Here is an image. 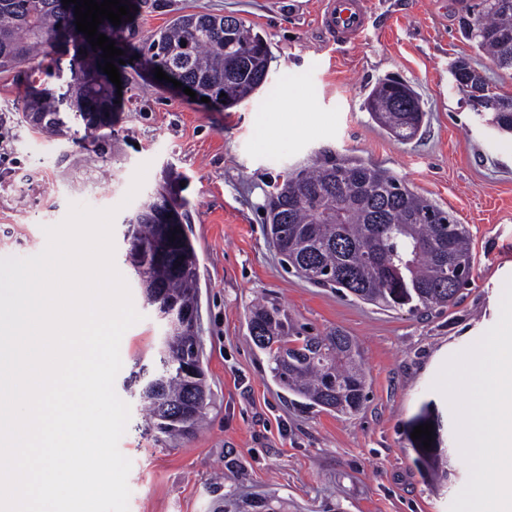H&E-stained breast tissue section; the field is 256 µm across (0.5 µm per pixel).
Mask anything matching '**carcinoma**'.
<instances>
[{"label": "carcinoma", "instance_id": "1", "mask_svg": "<svg viewBox=\"0 0 512 512\" xmlns=\"http://www.w3.org/2000/svg\"><path fill=\"white\" fill-rule=\"evenodd\" d=\"M467 10L475 14L476 22L464 37L511 76L512 0H479ZM132 25L126 17L118 26L106 20L98 33L215 103L238 105L268 79L269 45L238 18L181 15L137 46L124 42ZM75 40L61 0H0V70L53 54L55 75L61 81L56 89L31 85L22 117L39 116L35 129L54 137L84 131L80 137L84 148L106 161L118 117L117 88L98 68L104 64L103 50L77 46ZM71 44L76 54L65 66L63 56ZM457 64L460 86L484 91L492 102L480 119L512 133V96L492 89L468 62ZM408 101L422 109L409 85L387 79L372 88L367 110L391 136L407 141L423 122L421 116L407 121L402 106ZM106 103L109 111L100 124L87 120L88 113L101 111ZM153 207L144 206L128 223L132 238L148 242L155 237ZM265 223L279 252L300 276L390 309L406 307L424 314L454 302L463 285L453 281L450 265L458 260L472 264L468 231L452 212L419 196L390 172L350 159L329 158L283 177L269 197ZM197 271V255L188 237L168 263L157 264L144 253L134 267L137 277L162 286L165 299L180 303L197 301ZM248 330L256 347L267 353L273 380L300 398L301 404L349 415L361 408L366 385L361 354L346 332L309 335L285 309L271 302L250 310ZM195 343V335L169 329L157 365L152 369L143 365L131 377L141 388L147 384L160 388L157 397L147 396L141 402L151 429L168 438L190 435L205 415L204 404L185 421L169 419L164 410L167 403L206 397L205 375L190 382L182 372V355L191 352ZM411 445L422 471L439 484L448 479L447 455L438 441L429 450L421 439Z\"/></svg>", "mask_w": 512, "mask_h": 512}]
</instances>
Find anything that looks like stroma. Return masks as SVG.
<instances>
[{"label":"stroma","mask_w":512,"mask_h":512,"mask_svg":"<svg viewBox=\"0 0 512 512\" xmlns=\"http://www.w3.org/2000/svg\"><path fill=\"white\" fill-rule=\"evenodd\" d=\"M476 0H372L374 22L356 45L337 46L319 21L321 0H139L129 40L140 43L191 12L234 14L269 44L266 84L230 108L204 104L137 64L120 71L121 114L110 164L21 121L30 77L51 83L50 62L0 71V258L40 253L44 227L71 204L113 208L114 263L139 322L124 333L118 397L131 416L119 441L131 463L129 512H449L469 471L454 418L432 384L444 362L500 316L512 277V135L479 122L448 68L458 58L512 95L505 75L460 30ZM396 76L420 95L418 136L396 140L365 108L374 84ZM356 157L403 179L452 212L469 232L473 276L455 303L429 315L385 310L318 288L287 269L267 235L265 206L279 175L324 156ZM144 183L125 195L140 165ZM187 203L199 268V337L209 385L207 423L172 440L145 431L126 382L154 364L167 327L126 262L124 220L159 187ZM280 305L312 334L340 328L360 344L367 400L354 415L307 408L276 385L253 343L254 304ZM438 413L448 482L434 485L410 443L422 409Z\"/></svg>","instance_id":"obj_1"}]
</instances>
